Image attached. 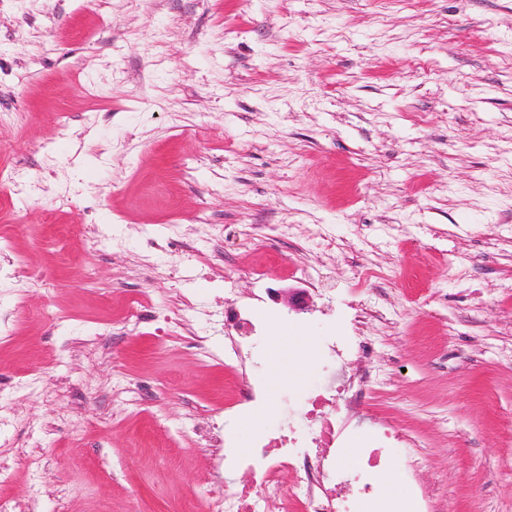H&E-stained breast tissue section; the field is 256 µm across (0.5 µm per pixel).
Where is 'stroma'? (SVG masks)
I'll return each instance as SVG.
<instances>
[{
  "label": "stroma",
  "mask_w": 512,
  "mask_h": 512,
  "mask_svg": "<svg viewBox=\"0 0 512 512\" xmlns=\"http://www.w3.org/2000/svg\"><path fill=\"white\" fill-rule=\"evenodd\" d=\"M1 166L0 512L207 503L333 334L405 491L512 512V0H0ZM250 335L238 336L237 342L231 341L230 349H224V362L231 366H245L249 358L256 362L260 355L264 336H259L256 327L251 330ZM393 439L404 446L402 448V462L407 475L415 476L417 471L425 465L426 457L418 448H411L412 443L402 436L393 435L389 428L381 425L379 429L367 438L368 447L364 453L363 460L359 461L360 467H367L377 472L386 466V457L383 455V448Z\"/></svg>",
  "instance_id": "obj_1"
}]
</instances>
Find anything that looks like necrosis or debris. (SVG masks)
Here are the masks:
<instances>
[{
	"mask_svg": "<svg viewBox=\"0 0 512 512\" xmlns=\"http://www.w3.org/2000/svg\"><path fill=\"white\" fill-rule=\"evenodd\" d=\"M367 342H355L349 336L327 337L323 346L321 392L304 409V424H289L287 442L274 447H259L249 459L240 458L232 449H224V467H247L255 473V484L239 487L225 484L223 494L212 499L209 512H352L339 496V489L352 478L340 462L348 437L339 431L330 446L317 448L312 426L319 414L324 395L335 393L344 402L347 415H354L366 389L367 377L352 378L342 372L351 355L369 353ZM296 471L292 485L281 479L283 470Z\"/></svg>",
	"mask_w": 512,
	"mask_h": 512,
	"instance_id": "necrosis-or-debris-1",
	"label": "necrosis or debris"
}]
</instances>
